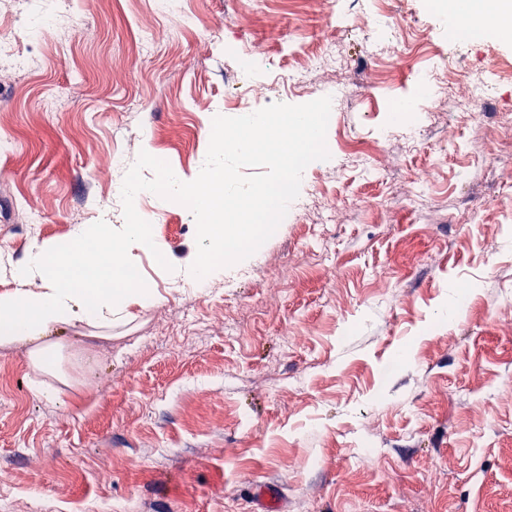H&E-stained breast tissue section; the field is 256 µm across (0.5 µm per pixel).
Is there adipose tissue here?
<instances>
[{"mask_svg": "<svg viewBox=\"0 0 512 512\" xmlns=\"http://www.w3.org/2000/svg\"><path fill=\"white\" fill-rule=\"evenodd\" d=\"M449 17L461 28L492 26L504 38H512V0H448ZM72 244L59 248L44 244L28 263L15 270V288L0 296V347H28L30 365L40 373L66 384L70 376L63 366V345L52 337L56 325L81 324L95 329L96 339L112 337V317L129 304L156 303L147 285L131 287L133 250L150 245V227L124 219L119 224L89 228L74 225ZM94 244L106 263L89 265L83 260L87 244ZM111 279L113 291L100 288Z\"/></svg>", "mask_w": 512, "mask_h": 512, "instance_id": "obj_1", "label": "adipose tissue"}]
</instances>
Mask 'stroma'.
Here are the masks:
<instances>
[{
  "label": "stroma",
  "instance_id": "stroma-1",
  "mask_svg": "<svg viewBox=\"0 0 512 512\" xmlns=\"http://www.w3.org/2000/svg\"><path fill=\"white\" fill-rule=\"evenodd\" d=\"M186 5L196 25L144 53L154 0H0V39L20 17L28 35L26 68L0 70V294L37 241L121 220L124 176L99 179L105 157L131 165L144 151L196 178L254 42L274 81L309 46L335 44L343 70L317 79L349 93L300 195L343 218L279 225L199 291L171 272L197 253L192 212L148 194L139 209L171 267L142 248L133 271L157 302L129 305L109 343L66 328L79 358L45 395L30 389L25 348L0 349V512H250L261 488L284 512H512V392L498 388L512 381V183L497 176L512 169V39L455 29L441 0H355L398 21L408 50L391 74L364 29L323 27L312 0ZM47 15L60 22L53 49L36 38ZM418 69L484 80L486 122L448 91L436 115L389 137ZM119 125L127 140L113 139ZM315 251L322 261L306 264ZM228 320L246 335L225 334ZM367 443L371 461L357 454Z\"/></svg>",
  "mask_w": 512,
  "mask_h": 512
}]
</instances>
